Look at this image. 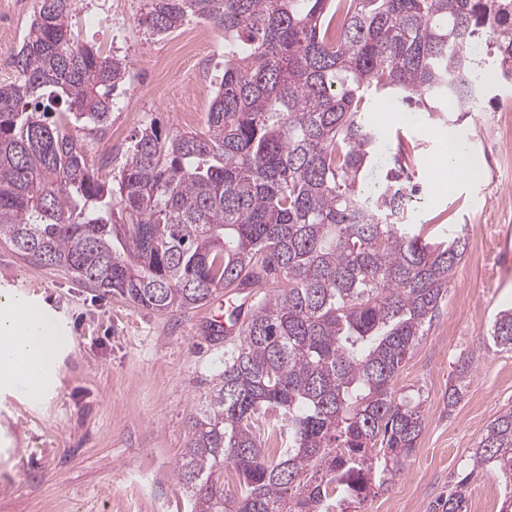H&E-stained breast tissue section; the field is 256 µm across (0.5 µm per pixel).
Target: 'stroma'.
<instances>
[{"instance_id":"1","label":"stroma","mask_w":512,"mask_h":512,"mask_svg":"<svg viewBox=\"0 0 512 512\" xmlns=\"http://www.w3.org/2000/svg\"><path fill=\"white\" fill-rule=\"evenodd\" d=\"M35 0H0V84L13 80L12 42L20 41ZM145 0H76L71 18L84 42L131 62L107 130L76 129L89 164L103 177L116 174L134 134L152 121L165 132L203 125L224 72V36L204 24L206 46L192 61L159 68L175 56L185 29L154 34L144 23ZM382 134L364 173L384 180L402 131L415 148L414 179L424 192L410 205L411 223L431 238L462 225L467 250L448 299L421 337L397 381L398 395L420 393L425 426L415 451L390 487L357 512H431L437 498L466 480L467 500L500 506L506 482L495 469L472 471L468 451L485 426L512 406V350L488 338L498 311L512 307V139L498 129V108L469 116L458 136L482 167L441 192L432 161L442 142L427 113L399 108L372 112ZM25 297L69 336L54 377L35 399L0 390V512H191L174 468L195 416L231 342L210 333L221 297L180 314L160 315L84 287L50 268L24 261L0 242V293ZM474 363L456 408L445 392L460 354Z\"/></svg>"}]
</instances>
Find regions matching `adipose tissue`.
<instances>
[{
	"label": "adipose tissue",
	"mask_w": 512,
	"mask_h": 512,
	"mask_svg": "<svg viewBox=\"0 0 512 512\" xmlns=\"http://www.w3.org/2000/svg\"><path fill=\"white\" fill-rule=\"evenodd\" d=\"M68 337L24 299L0 294V386L35 394L54 374Z\"/></svg>",
	"instance_id": "ef3b65f1"
}]
</instances>
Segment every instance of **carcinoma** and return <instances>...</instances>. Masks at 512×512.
Returning <instances> with one entry per match:
<instances>
[{"label":"carcinoma","mask_w":512,"mask_h":512,"mask_svg":"<svg viewBox=\"0 0 512 512\" xmlns=\"http://www.w3.org/2000/svg\"><path fill=\"white\" fill-rule=\"evenodd\" d=\"M75 0H35L0 85V240L32 264L158 314L228 288L252 300L239 342L174 475L192 512H337L401 470L421 396L395 395L410 349L448 299L465 228L433 243L404 222L421 192L405 136L369 186L367 100L434 121L480 112L494 65L512 85V0H146L159 35L224 33L205 128L142 127L118 173L87 165L72 129H106L130 61L80 39ZM512 349V308L490 327ZM472 368L457 362L448 407ZM470 473L512 483V407L471 448ZM464 476L432 512H467Z\"/></svg>","instance_id":"obj_1"}]
</instances>
